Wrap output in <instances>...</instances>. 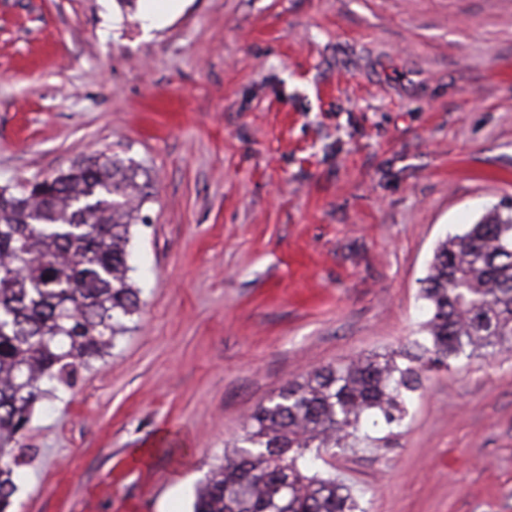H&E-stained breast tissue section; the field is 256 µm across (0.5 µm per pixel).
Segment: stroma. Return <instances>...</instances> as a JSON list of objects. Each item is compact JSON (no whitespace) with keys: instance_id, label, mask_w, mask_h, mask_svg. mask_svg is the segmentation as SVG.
Wrapping results in <instances>:
<instances>
[{"instance_id":"stroma-1","label":"stroma","mask_w":512,"mask_h":512,"mask_svg":"<svg viewBox=\"0 0 512 512\" xmlns=\"http://www.w3.org/2000/svg\"><path fill=\"white\" fill-rule=\"evenodd\" d=\"M152 177L141 309L35 405L10 512H190L248 417L409 346L440 240L512 211V0H0V187ZM337 453L363 512H512V351L427 373Z\"/></svg>"}]
</instances>
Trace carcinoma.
Returning a JSON list of instances; mask_svg holds the SVG:
<instances>
[{
    "label": "carcinoma",
    "mask_w": 512,
    "mask_h": 512,
    "mask_svg": "<svg viewBox=\"0 0 512 512\" xmlns=\"http://www.w3.org/2000/svg\"><path fill=\"white\" fill-rule=\"evenodd\" d=\"M151 188L133 158L101 153L0 189V512L26 464L11 449L33 405L71 389L140 311L132 228ZM420 294L424 336L397 358L323 367L281 388L196 487L193 512H359L324 455L376 441L369 420L401 427L425 373L512 349V212L493 207L440 242Z\"/></svg>",
    "instance_id": "obj_1"
}]
</instances>
